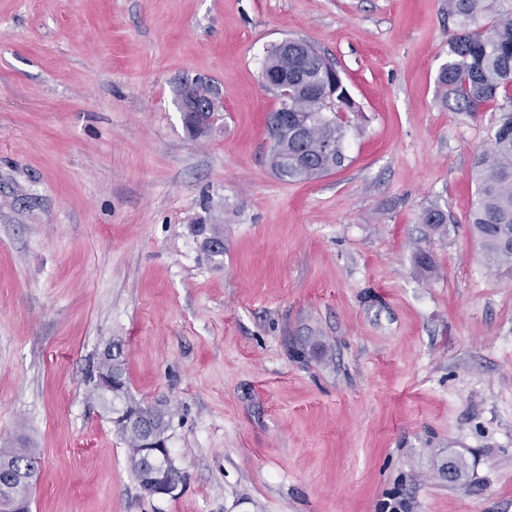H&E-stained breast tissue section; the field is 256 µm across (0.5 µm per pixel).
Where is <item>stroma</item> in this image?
Returning a JSON list of instances; mask_svg holds the SVG:
<instances>
[{"label":"stroma","instance_id":"1","mask_svg":"<svg viewBox=\"0 0 512 512\" xmlns=\"http://www.w3.org/2000/svg\"><path fill=\"white\" fill-rule=\"evenodd\" d=\"M456 31L448 0H0V448L39 449L32 512H512V267L469 224L500 112L440 104ZM287 38L359 106L310 181L267 164ZM197 78L224 119L194 140ZM110 343L175 495L92 392ZM420 224H426L435 233L448 231V214L437 204H431L423 209L418 217Z\"/></svg>","mask_w":512,"mask_h":512}]
</instances>
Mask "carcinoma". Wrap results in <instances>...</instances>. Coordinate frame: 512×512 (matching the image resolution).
<instances>
[{"label":"carcinoma","instance_id":"carcinoma-1","mask_svg":"<svg viewBox=\"0 0 512 512\" xmlns=\"http://www.w3.org/2000/svg\"><path fill=\"white\" fill-rule=\"evenodd\" d=\"M491 0H448V15L459 33L448 42V62L437 75L441 105L450 111L474 114L503 98L512 108V12L489 16ZM318 67L299 63L298 57H283L277 47L268 52L263 75L288 72V95L279 96V108L288 109L291 121L283 134L280 148L269 155L271 169L286 172L285 181H308L343 166L346 123L341 111L353 112L356 105L335 64L324 54L309 47ZM312 117L320 127L304 136H296L298 125ZM336 139V150H326L324 138ZM475 198L470 211L473 234L479 239L488 262L512 266V111L499 119L494 133L474 162ZM419 223L435 233L448 231V214L437 204L423 209ZM97 369L112 373L117 386L99 399L115 414L113 423L128 449L129 462L136 478H141L138 458L142 441L151 438L159 444L168 441L166 413L142 408L132 425L129 404L125 403L127 381L122 349ZM123 402L119 408L116 402ZM40 452L22 441L18 448H0V505H8L18 496L30 497L39 475Z\"/></svg>","mask_w":512,"mask_h":512}]
</instances>
